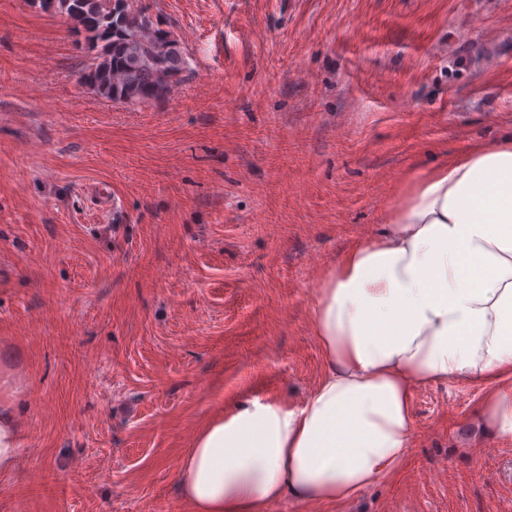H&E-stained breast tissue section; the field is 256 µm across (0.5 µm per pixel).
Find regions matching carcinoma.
Listing matches in <instances>:
<instances>
[{
  "label": "carcinoma",
  "instance_id": "obj_1",
  "mask_svg": "<svg viewBox=\"0 0 512 512\" xmlns=\"http://www.w3.org/2000/svg\"><path fill=\"white\" fill-rule=\"evenodd\" d=\"M42 10L66 16L74 35L101 43L82 80L116 104L136 105L171 93L187 67L177 40L142 8L112 0H37Z\"/></svg>",
  "mask_w": 512,
  "mask_h": 512
}]
</instances>
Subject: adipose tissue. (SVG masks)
Returning <instances> with one entry per match:
<instances>
[{"instance_id": "obj_1", "label": "adipose tissue", "mask_w": 512, "mask_h": 512, "mask_svg": "<svg viewBox=\"0 0 512 512\" xmlns=\"http://www.w3.org/2000/svg\"><path fill=\"white\" fill-rule=\"evenodd\" d=\"M312 324L324 377L300 406L256 397L204 424L180 463L190 512L353 498L406 457L430 383L482 385L485 427L512 440V137L416 167L323 274ZM18 445L4 394L1 474Z\"/></svg>"}]
</instances>
